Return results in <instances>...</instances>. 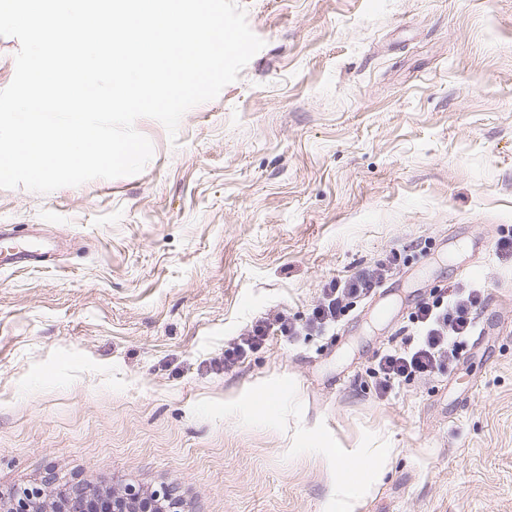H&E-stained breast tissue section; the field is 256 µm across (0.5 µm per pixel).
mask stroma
Returning a JSON list of instances; mask_svg holds the SVG:
<instances>
[{"instance_id": "1", "label": "stroma", "mask_w": 512, "mask_h": 512, "mask_svg": "<svg viewBox=\"0 0 512 512\" xmlns=\"http://www.w3.org/2000/svg\"><path fill=\"white\" fill-rule=\"evenodd\" d=\"M264 47L138 174L0 189V490L168 489L189 512H336L328 454H391L359 512H512V0H239ZM390 313L305 322L385 259ZM484 288L479 344L378 396L371 368L436 288ZM7 252L5 258L4 252ZM48 253L42 251L40 244L36 242H28L24 244H15L0 247V267L21 266V267H39L44 264L36 261H42ZM288 320V317L284 313H278L273 319L264 318V320L256 321V323L251 326V329L247 330V333L242 334L240 343L232 347L231 350L228 349L224 351V370L232 368L237 362V359H239L244 352L259 347L272 330H279L282 334L288 333L289 336L296 335L297 328L292 326V323Z\"/></svg>"}]
</instances>
